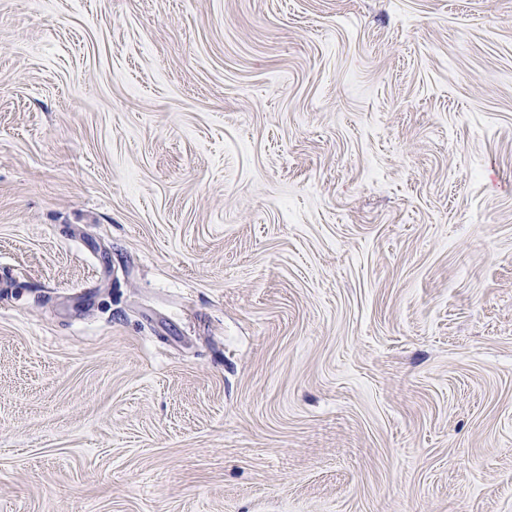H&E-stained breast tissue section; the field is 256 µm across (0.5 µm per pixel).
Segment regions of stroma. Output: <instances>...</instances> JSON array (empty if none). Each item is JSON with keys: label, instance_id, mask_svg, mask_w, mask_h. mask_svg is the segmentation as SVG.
Returning <instances> with one entry per match:
<instances>
[{"label": "stroma", "instance_id": "1", "mask_svg": "<svg viewBox=\"0 0 512 512\" xmlns=\"http://www.w3.org/2000/svg\"><path fill=\"white\" fill-rule=\"evenodd\" d=\"M0 512H512V0H0Z\"/></svg>", "mask_w": 512, "mask_h": 512}]
</instances>
